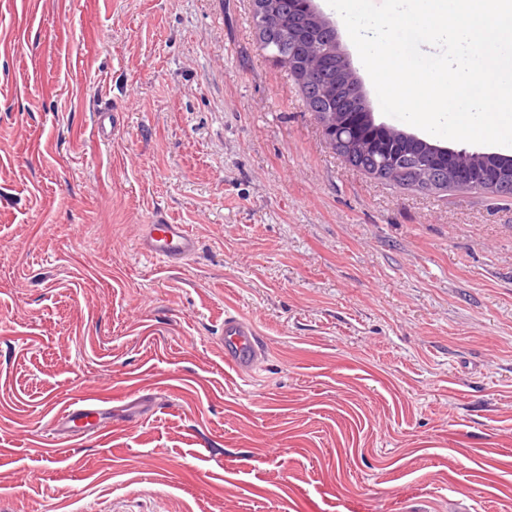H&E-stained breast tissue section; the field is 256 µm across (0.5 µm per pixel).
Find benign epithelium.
<instances>
[{"label": "benign epithelium", "mask_w": 512, "mask_h": 512, "mask_svg": "<svg viewBox=\"0 0 512 512\" xmlns=\"http://www.w3.org/2000/svg\"><path fill=\"white\" fill-rule=\"evenodd\" d=\"M306 9V22L311 36L301 46L298 53L286 56H276L288 70H297L302 78L312 79L319 76L331 65H336L338 71L351 84L358 94L363 90L356 79L349 60L340 50L337 38L319 40L314 33L331 29V22L312 6V0H304ZM254 12L258 28L263 30L273 25L281 24L278 4L275 0H255ZM348 123L347 114L343 112H328L319 119L324 133L333 138L336 132ZM482 153L466 150H448V170L439 171L427 165L419 171V181L426 185H433L437 181L452 180L480 190H497L507 180L512 179V171L508 169L490 170L481 166Z\"/></svg>", "instance_id": "benign-epithelium-1"}]
</instances>
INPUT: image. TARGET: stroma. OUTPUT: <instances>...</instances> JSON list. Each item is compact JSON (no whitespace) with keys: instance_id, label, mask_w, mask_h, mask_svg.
<instances>
[{"instance_id":"35a3bbf8","label":"stroma","mask_w":512,"mask_h":512,"mask_svg":"<svg viewBox=\"0 0 512 512\" xmlns=\"http://www.w3.org/2000/svg\"><path fill=\"white\" fill-rule=\"evenodd\" d=\"M0 512H512V195L348 165L252 0H0ZM141 246L147 257L173 265L191 256L197 241L184 224L158 218L145 225ZM223 336L217 341L224 348V363L240 374L253 371L263 356V344L254 327L236 315L224 316ZM96 406L83 401L73 402L60 415L55 416L49 426L61 440L78 442L102 428L100 422H90V418L97 413Z\"/></svg>"}]
</instances>
